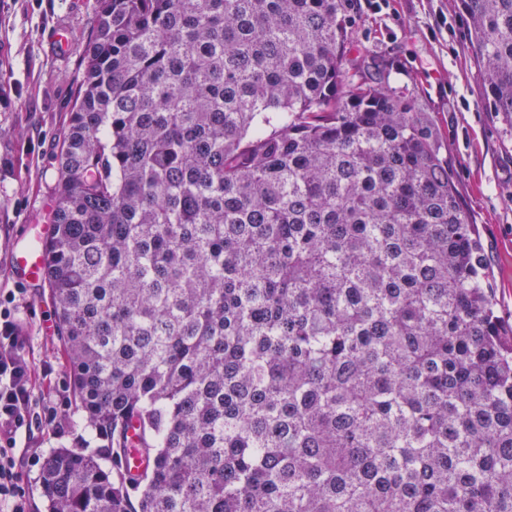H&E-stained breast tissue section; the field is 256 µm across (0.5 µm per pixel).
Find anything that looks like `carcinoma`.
<instances>
[{
    "label": "carcinoma",
    "instance_id": "1",
    "mask_svg": "<svg viewBox=\"0 0 512 512\" xmlns=\"http://www.w3.org/2000/svg\"><path fill=\"white\" fill-rule=\"evenodd\" d=\"M459 2L512 128V0ZM343 11L98 0L44 284L108 447L49 454L46 512H512V328L431 113Z\"/></svg>",
    "mask_w": 512,
    "mask_h": 512
}]
</instances>
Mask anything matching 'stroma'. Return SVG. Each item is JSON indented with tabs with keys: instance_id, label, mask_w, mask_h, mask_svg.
<instances>
[{
	"instance_id": "stroma-1",
	"label": "stroma",
	"mask_w": 512,
	"mask_h": 512,
	"mask_svg": "<svg viewBox=\"0 0 512 512\" xmlns=\"http://www.w3.org/2000/svg\"><path fill=\"white\" fill-rule=\"evenodd\" d=\"M97 12V0H0V291L17 293L23 353L34 367L38 418L16 449L28 512L45 510L37 480L53 449L104 444L77 413L58 335L45 329L55 319L46 288L16 290L8 274L23 225L51 217L60 144ZM343 17L353 56L375 59L391 87L433 114L481 234L497 314L512 324V133L484 107L458 0H390L379 12L347 0Z\"/></svg>"
}]
</instances>
